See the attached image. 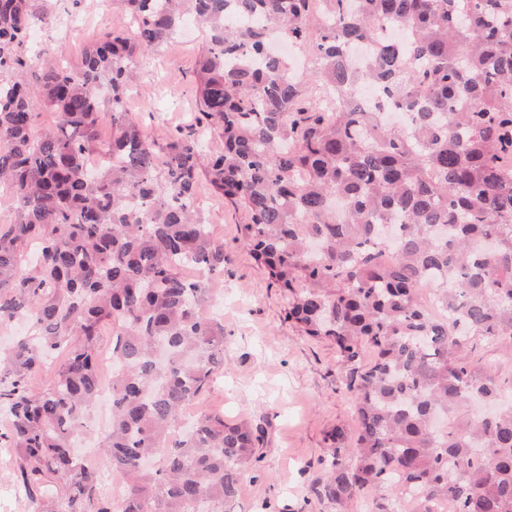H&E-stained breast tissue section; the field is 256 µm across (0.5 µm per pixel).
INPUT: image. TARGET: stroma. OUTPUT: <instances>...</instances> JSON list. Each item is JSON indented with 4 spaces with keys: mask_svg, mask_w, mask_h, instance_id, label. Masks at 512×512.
I'll list each match as a JSON object with an SVG mask.
<instances>
[{
    "mask_svg": "<svg viewBox=\"0 0 512 512\" xmlns=\"http://www.w3.org/2000/svg\"><path fill=\"white\" fill-rule=\"evenodd\" d=\"M34 11L51 10L36 47L57 50L74 65L104 33L123 27L120 0H32ZM202 32L145 52L126 107L149 139L164 142L194 123L198 92L196 60ZM202 213L213 237L224 244V272L209 286L224 323V365L216 370L202 405L226 420L250 422L258 436V462L242 480L234 512H333L313 491L324 475V436L353 427L349 367L332 345L302 336L288 317V300L271 283L242 242L244 217L209 186L201 188ZM14 451L0 447V512H35L12 469Z\"/></svg>",
    "mask_w": 512,
    "mask_h": 512,
    "instance_id": "1",
    "label": "stroma"
}]
</instances>
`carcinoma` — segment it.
<instances>
[{
	"mask_svg": "<svg viewBox=\"0 0 512 512\" xmlns=\"http://www.w3.org/2000/svg\"><path fill=\"white\" fill-rule=\"evenodd\" d=\"M129 26L76 66L45 48L38 90L13 79L53 14L0 0V442L39 512H232L257 461L246 421L200 409L224 365L207 277L224 273L200 177L244 213L243 243L291 298L302 335L351 365L358 427L328 435L314 488L334 512H512V0H121ZM322 12L318 36L309 16ZM192 13L206 45L195 124L150 141L126 109L135 59ZM393 24L402 38L384 36ZM279 40L311 57L339 99L307 98ZM357 46L367 65L346 55ZM376 87L375 109L357 97ZM59 122L36 128L38 107ZM387 109L404 121L389 123ZM107 122L112 139H98ZM224 149L206 151L205 134ZM108 157L93 170L90 156ZM112 326V418L103 463L120 499L79 462L92 427L101 328ZM499 345L490 370L475 353ZM60 355L40 390L30 379Z\"/></svg>",
	"mask_w": 512,
	"mask_h": 512,
	"instance_id": "cac0c4a2",
	"label": "carcinoma"
}]
</instances>
